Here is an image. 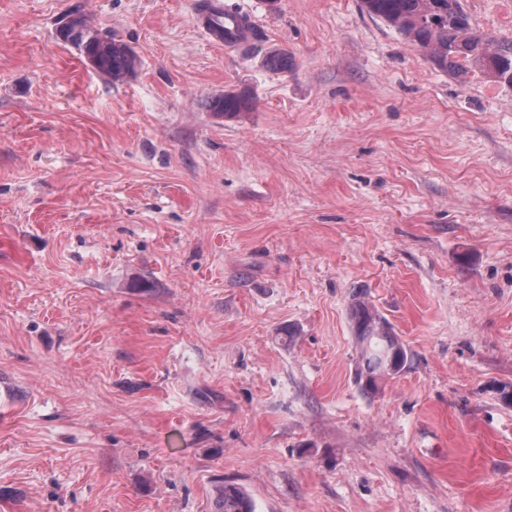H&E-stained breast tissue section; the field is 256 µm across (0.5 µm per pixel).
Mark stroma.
I'll list each match as a JSON object with an SVG mask.
<instances>
[{"mask_svg": "<svg viewBox=\"0 0 512 512\" xmlns=\"http://www.w3.org/2000/svg\"><path fill=\"white\" fill-rule=\"evenodd\" d=\"M224 2L259 41L212 45L197 0H0V512H214L224 483L512 512V85L361 0ZM460 2L512 39V0ZM79 12L132 77L57 39ZM359 292L408 353L374 393ZM209 112L217 117H224L244 112L252 108L250 100L238 94L224 92L222 95L210 97L207 101Z\"/></svg>", "mask_w": 512, "mask_h": 512, "instance_id": "obj_1", "label": "stroma"}]
</instances>
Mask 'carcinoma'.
I'll use <instances>...</instances> for the list:
<instances>
[{
  "mask_svg": "<svg viewBox=\"0 0 512 512\" xmlns=\"http://www.w3.org/2000/svg\"><path fill=\"white\" fill-rule=\"evenodd\" d=\"M361 3L368 14L420 47L441 69L464 74L474 67L491 78L512 83V42L493 44L477 34L459 0H361ZM56 36L79 49L98 73L113 82L135 74L138 65L135 53L110 35L76 42L60 29ZM266 62L270 69L286 72L290 66L288 51H271ZM207 108L214 115L224 117L247 111L252 104L246 97L226 92L209 98ZM350 319L364 362L363 387L373 392L380 380L404 369L407 350L390 323L365 302L360 292L352 300ZM215 512H255V505L243 488L226 483L219 491Z\"/></svg>",
  "mask_w": 512,
  "mask_h": 512,
  "instance_id": "obj_1",
  "label": "carcinoma"
}]
</instances>
